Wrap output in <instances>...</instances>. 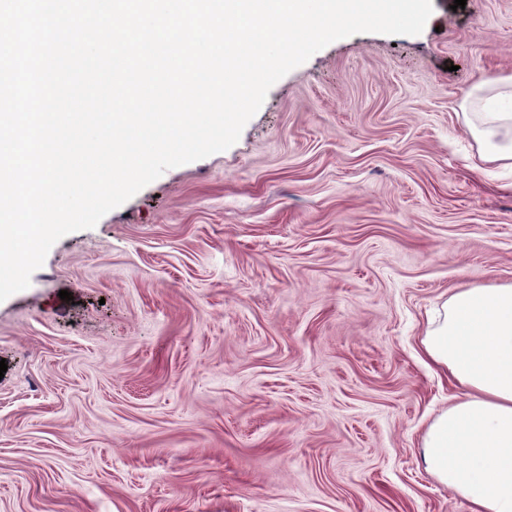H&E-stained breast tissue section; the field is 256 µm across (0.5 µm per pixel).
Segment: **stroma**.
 I'll return each instance as SVG.
<instances>
[{
  "instance_id": "1",
  "label": "stroma",
  "mask_w": 512,
  "mask_h": 512,
  "mask_svg": "<svg viewBox=\"0 0 512 512\" xmlns=\"http://www.w3.org/2000/svg\"><path fill=\"white\" fill-rule=\"evenodd\" d=\"M453 3L327 45L0 302V512H469L421 340L512 283V170L458 107L512 75V0Z\"/></svg>"
}]
</instances>
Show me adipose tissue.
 Instances as JSON below:
<instances>
[{
    "label": "adipose tissue",
    "mask_w": 512,
    "mask_h": 512,
    "mask_svg": "<svg viewBox=\"0 0 512 512\" xmlns=\"http://www.w3.org/2000/svg\"><path fill=\"white\" fill-rule=\"evenodd\" d=\"M482 158L512 168V76L475 85ZM455 388L422 440V461L470 512H512V284L459 288L421 340Z\"/></svg>",
    "instance_id": "obj_1"
}]
</instances>
